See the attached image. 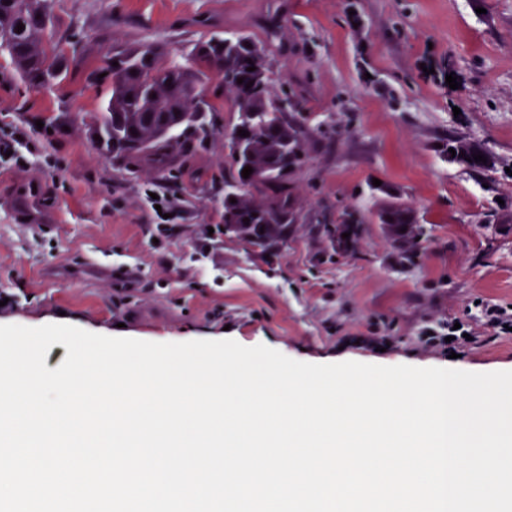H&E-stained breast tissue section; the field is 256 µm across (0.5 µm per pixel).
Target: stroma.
Masks as SVG:
<instances>
[{
	"label": "stroma",
	"mask_w": 512,
	"mask_h": 512,
	"mask_svg": "<svg viewBox=\"0 0 512 512\" xmlns=\"http://www.w3.org/2000/svg\"><path fill=\"white\" fill-rule=\"evenodd\" d=\"M53 9L58 36L84 50L66 81L29 88L0 52V123L57 130L42 152L19 146L24 166L0 167V324L63 322L156 343L232 339L315 364L512 369V335L474 306L512 307V233L481 221L496 205L512 213V0H54ZM240 31L265 46L275 87L294 93L311 122L332 125L310 135L301 216L270 257L222 231L235 113L214 114L213 136L177 158L174 188L147 167L113 165L88 133L109 86L86 87L85 73L113 47L152 41L185 56ZM450 137L479 143L494 170L448 163L438 146ZM375 179L400 188L429 229L410 268L373 220L354 250L332 258L317 231L360 206ZM151 191L179 208L160 246ZM30 209L39 222L25 220ZM104 255L111 270H93ZM448 317L474 331L454 359L419 341ZM375 321L389 339L382 352L364 341Z\"/></svg>",
	"instance_id": "35a3bbf8"
}]
</instances>
